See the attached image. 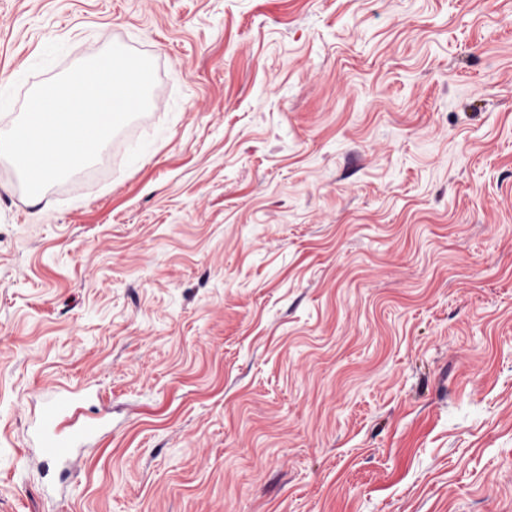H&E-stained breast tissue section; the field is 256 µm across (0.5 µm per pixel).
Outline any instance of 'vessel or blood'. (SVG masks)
<instances>
[{"label": "vessel or blood", "mask_w": 512, "mask_h": 512, "mask_svg": "<svg viewBox=\"0 0 512 512\" xmlns=\"http://www.w3.org/2000/svg\"><path fill=\"white\" fill-rule=\"evenodd\" d=\"M91 392L88 386L75 390L55 388L42 398L32 425L34 445L43 466H75L82 444L101 431V424H80L75 420L81 401Z\"/></svg>", "instance_id": "1"}]
</instances>
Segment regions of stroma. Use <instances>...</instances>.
<instances>
[{
  "mask_svg": "<svg viewBox=\"0 0 512 512\" xmlns=\"http://www.w3.org/2000/svg\"><path fill=\"white\" fill-rule=\"evenodd\" d=\"M75 41L156 82L39 207L0 159V512H512V0H0V127ZM91 387L88 384L75 390L53 388L41 399L32 425L34 446L43 466L74 467L80 459V446L101 431L100 423L77 425L75 420L79 404L92 393Z\"/></svg>",
  "mask_w": 512,
  "mask_h": 512,
  "instance_id": "obj_1",
  "label": "stroma"
}]
</instances>
